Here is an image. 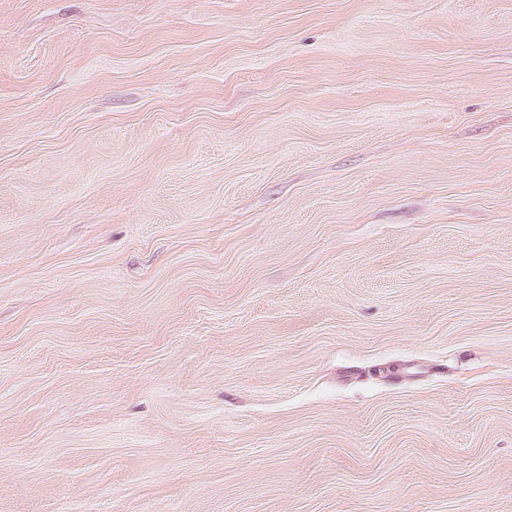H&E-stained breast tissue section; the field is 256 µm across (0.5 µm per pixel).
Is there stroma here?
I'll return each instance as SVG.
<instances>
[{
	"instance_id": "stroma-1",
	"label": "stroma",
	"mask_w": 512,
	"mask_h": 512,
	"mask_svg": "<svg viewBox=\"0 0 512 512\" xmlns=\"http://www.w3.org/2000/svg\"><path fill=\"white\" fill-rule=\"evenodd\" d=\"M0 512H512V0H0Z\"/></svg>"
}]
</instances>
